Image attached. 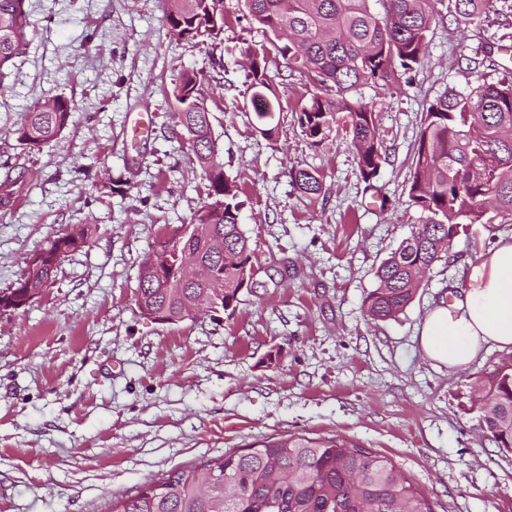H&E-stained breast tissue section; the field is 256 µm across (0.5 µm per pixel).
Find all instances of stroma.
Listing matches in <instances>:
<instances>
[{"instance_id":"obj_1","label":"stroma","mask_w":512,"mask_h":512,"mask_svg":"<svg viewBox=\"0 0 512 512\" xmlns=\"http://www.w3.org/2000/svg\"><path fill=\"white\" fill-rule=\"evenodd\" d=\"M28 7L38 31L0 82V291L58 237L82 228L87 242L28 305L0 312V512H112L113 495L288 434L363 443L410 474L434 512H512V451L483 431L473 402L507 352L451 372L416 339L512 224L461 229L396 318L363 310L377 267L418 218L406 199L423 114L448 87L512 71V10L496 2L462 32L437 0L424 65L394 87L363 88L389 153L367 183L343 124L319 146L301 134L294 114L310 87L249 23L245 0H224V31L204 44L170 34L162 0ZM255 45L281 107L272 140L242 66ZM192 70L206 76L219 159L240 190L254 278L234 313L161 324L137 307L139 265L206 199L171 119L174 84ZM57 97L75 107L68 126L25 148L15 129ZM138 113L149 134L135 142ZM300 168L318 173L320 194L296 187Z\"/></svg>"}]
</instances>
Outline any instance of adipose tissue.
I'll return each instance as SVG.
<instances>
[{"instance_id": "1", "label": "adipose tissue", "mask_w": 512, "mask_h": 512, "mask_svg": "<svg viewBox=\"0 0 512 512\" xmlns=\"http://www.w3.org/2000/svg\"><path fill=\"white\" fill-rule=\"evenodd\" d=\"M418 333L424 356L451 370L490 350L512 352V236L472 264L466 288L431 308Z\"/></svg>"}]
</instances>
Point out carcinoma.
<instances>
[{
    "mask_svg": "<svg viewBox=\"0 0 512 512\" xmlns=\"http://www.w3.org/2000/svg\"><path fill=\"white\" fill-rule=\"evenodd\" d=\"M27 0H0V80L3 68L29 43L36 23ZM436 0H246L250 23L263 32L280 30L279 48L288 68L305 75L310 96L296 113L300 132L315 145L328 139L337 117L344 119L365 182L379 175L387 153L377 114L364 102L365 85L388 87L424 64ZM223 0H164L165 19L180 39L206 43L224 31ZM489 0H448V13L464 26H479ZM248 89L259 132L277 130V89L268 74L267 53L246 51ZM203 74L185 72L175 83L173 114L177 135L196 156L207 182V197L189 219L198 233L175 229L169 240L195 255L206 277L183 282L160 274L143 259L137 305L150 317H188L204 297L235 311L242 289L254 275L250 238L240 221L242 202L235 181L224 175L212 135L211 112L203 95ZM71 101L35 104L15 134L39 150L71 118ZM408 183L409 206L419 217L410 233L379 265L376 287L364 299L372 320L392 319L414 299L426 273L447 252L443 241L465 224H512V77L465 88L454 86L426 109ZM302 192L322 190L319 175L291 171ZM62 239L43 250L16 287L0 292L4 309L18 310L30 292L52 284L63 256ZM481 425L501 448L512 449V360L477 382ZM112 512H434L411 477L358 441L302 434L266 437L239 452H226L172 471L133 495L112 497Z\"/></svg>",
    "mask_w": 512,
    "mask_h": 512,
    "instance_id": "cac0c4a2",
    "label": "carcinoma"
}]
</instances>
